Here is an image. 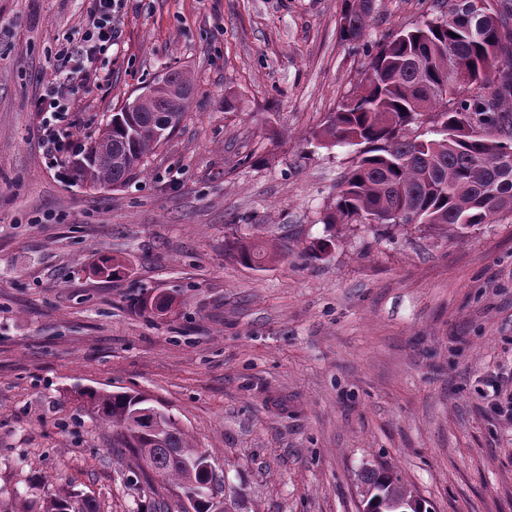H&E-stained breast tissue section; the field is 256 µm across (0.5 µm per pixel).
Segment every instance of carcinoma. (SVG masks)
I'll return each mask as SVG.
<instances>
[{
	"label": "carcinoma",
	"instance_id": "carcinoma-1",
	"mask_svg": "<svg viewBox=\"0 0 512 512\" xmlns=\"http://www.w3.org/2000/svg\"><path fill=\"white\" fill-rule=\"evenodd\" d=\"M375 0H343L340 37L361 41ZM448 0V12L399 32L366 50L368 63L331 113L323 138L356 150L357 161L337 187L328 224H367L377 234L423 225L464 236L468 230L512 213V0ZM151 105L135 113L136 126L120 113L98 130L74 168L93 187H120L141 173L144 158L176 129L194 91L192 76L171 70ZM432 128L414 137L406 128L423 114ZM122 157V163L111 161ZM224 251L243 264L261 265L276 252L238 237ZM100 423L112 427L116 448L131 451L180 490L203 489L206 478L192 463L196 448L168 413L154 425L133 424L145 404L141 394L90 391ZM361 495L401 501L414 491L383 469L366 468ZM15 512H97L92 501L46 498L33 510L19 497Z\"/></svg>",
	"mask_w": 512,
	"mask_h": 512
}]
</instances>
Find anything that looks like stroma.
<instances>
[{
  "label": "stroma",
  "instance_id": "1",
  "mask_svg": "<svg viewBox=\"0 0 512 512\" xmlns=\"http://www.w3.org/2000/svg\"><path fill=\"white\" fill-rule=\"evenodd\" d=\"M441 2L375 0L353 44L342 0H122L106 82L72 96L71 139L90 142L165 69L195 90L143 173L92 190L71 154L47 156L35 104L94 0H0V512L66 494L184 512L113 447L88 389L153 399L236 512H358L367 467L432 512H512V426L476 391L512 364V215L463 238L324 221L356 157L323 141L325 121L366 46ZM231 236L280 255L244 265ZM107 257L116 278L98 271Z\"/></svg>",
  "mask_w": 512,
  "mask_h": 512
}]
</instances>
